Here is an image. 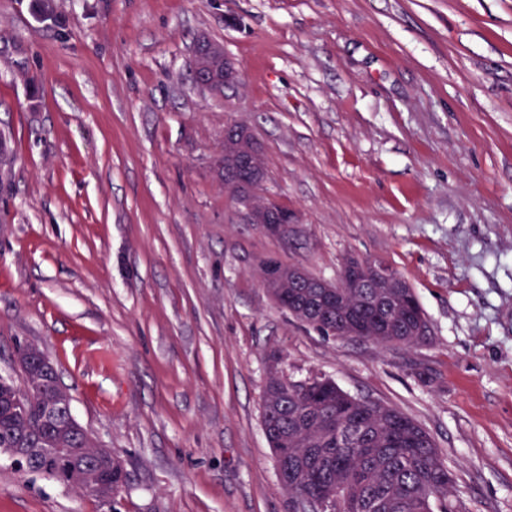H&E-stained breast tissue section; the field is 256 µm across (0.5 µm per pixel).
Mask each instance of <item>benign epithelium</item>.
Listing matches in <instances>:
<instances>
[{
  "label": "benign epithelium",
  "instance_id": "benign-epithelium-1",
  "mask_svg": "<svg viewBox=\"0 0 512 512\" xmlns=\"http://www.w3.org/2000/svg\"><path fill=\"white\" fill-rule=\"evenodd\" d=\"M194 84L210 93L217 92V86L224 91L240 93L243 82L239 64L224 51V46L210 39L197 42L193 50ZM224 188L231 192L246 210L248 222L265 225L268 233L281 238L288 237L290 225L299 223L297 214L281 207L255 200L258 188L266 179L264 157L257 147L250 128L241 122L233 123L224 129ZM306 276L301 268H268L262 273V284L267 288H285L291 281H299ZM344 277L350 287L357 288L366 282L382 284L400 279L394 271L380 261L355 259L344 268ZM29 456L43 459L50 464H66L69 458L44 448L28 449ZM123 466L120 460L107 449L105 464L86 462L80 469H93L94 478L90 486L95 490L105 489L104 501L114 496L112 481L114 469Z\"/></svg>",
  "mask_w": 512,
  "mask_h": 512
}]
</instances>
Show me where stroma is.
<instances>
[{"mask_svg": "<svg viewBox=\"0 0 512 512\" xmlns=\"http://www.w3.org/2000/svg\"><path fill=\"white\" fill-rule=\"evenodd\" d=\"M203 38L238 96L195 87ZM237 121L288 238L224 189ZM268 256L384 262L427 341L302 325ZM18 339L127 461L118 512H302L262 427L274 352L417 421L457 512H512V0H0V375ZM113 507L0 458V512Z\"/></svg>", "mask_w": 512, "mask_h": 512, "instance_id": "35a3bbf8", "label": "stroma"}]
</instances>
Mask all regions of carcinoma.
I'll return each mask as SVG.
<instances>
[{
	"mask_svg": "<svg viewBox=\"0 0 512 512\" xmlns=\"http://www.w3.org/2000/svg\"><path fill=\"white\" fill-rule=\"evenodd\" d=\"M343 305L330 317L313 319L318 289H288L280 306L323 336L342 337L353 319L378 326L379 335L362 340L378 346L415 345L425 339L418 326L428 321L411 288H342ZM37 347L19 343V380L11 385L30 393L22 401L0 392V448H67L77 457H93L99 449L81 443L67 415L71 395L54 389L45 375L24 362ZM61 407L54 423L42 421L45 406ZM264 431L277 463L279 480L303 508L320 509L317 492L335 496L333 512H348L346 498L360 512H454L448 503L452 474L439 457L430 435L399 410L370 401L357 402L331 379L313 375L294 381L270 370L263 391ZM44 476L84 490L81 472Z\"/></svg>",
	"mask_w": 512,
	"mask_h": 512,
	"instance_id": "cac0c4a2",
	"label": "carcinoma"
}]
</instances>
